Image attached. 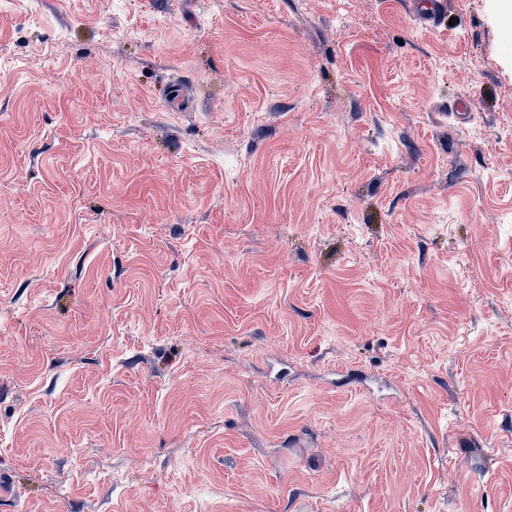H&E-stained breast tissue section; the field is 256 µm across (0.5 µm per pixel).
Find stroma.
<instances>
[{"mask_svg":"<svg viewBox=\"0 0 512 512\" xmlns=\"http://www.w3.org/2000/svg\"><path fill=\"white\" fill-rule=\"evenodd\" d=\"M446 2L0 0V512H512V21Z\"/></svg>","mask_w":512,"mask_h":512,"instance_id":"1","label":"stroma"}]
</instances>
